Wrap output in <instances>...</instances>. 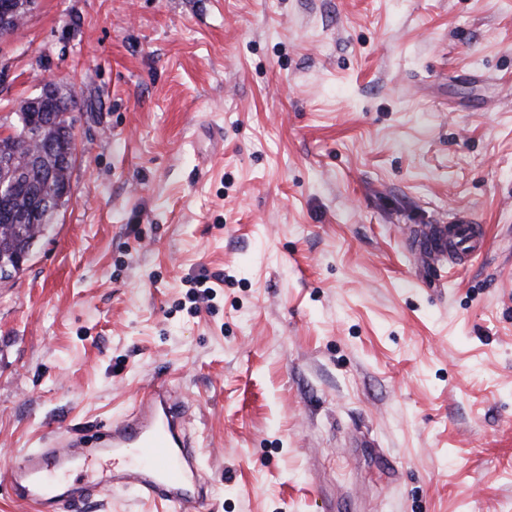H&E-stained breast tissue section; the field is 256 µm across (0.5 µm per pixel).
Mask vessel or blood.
Listing matches in <instances>:
<instances>
[{
    "instance_id": "vessel-or-blood-1",
    "label": "vessel or blood",
    "mask_w": 512,
    "mask_h": 512,
    "mask_svg": "<svg viewBox=\"0 0 512 512\" xmlns=\"http://www.w3.org/2000/svg\"><path fill=\"white\" fill-rule=\"evenodd\" d=\"M427 253L454 250L474 258L484 240L473 224H438L427 233ZM202 450L190 428L188 407L159 381L148 385L132 410L94 434L64 430L46 445L17 456L0 472V484L36 502L40 512H79L85 499L116 487L135 490L141 498L164 504L171 512H206L207 488L200 478ZM124 458L104 481L77 490L53 486L47 465L69 475L87 469L96 458Z\"/></svg>"
}]
</instances>
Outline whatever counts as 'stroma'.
<instances>
[{
	"label": "stroma",
	"mask_w": 512,
	"mask_h": 512,
	"mask_svg": "<svg viewBox=\"0 0 512 512\" xmlns=\"http://www.w3.org/2000/svg\"><path fill=\"white\" fill-rule=\"evenodd\" d=\"M50 81L72 193L0 281V469L163 378L208 512H512V0H36L0 127ZM462 220L483 253L419 268Z\"/></svg>",
	"instance_id": "obj_1"
}]
</instances>
